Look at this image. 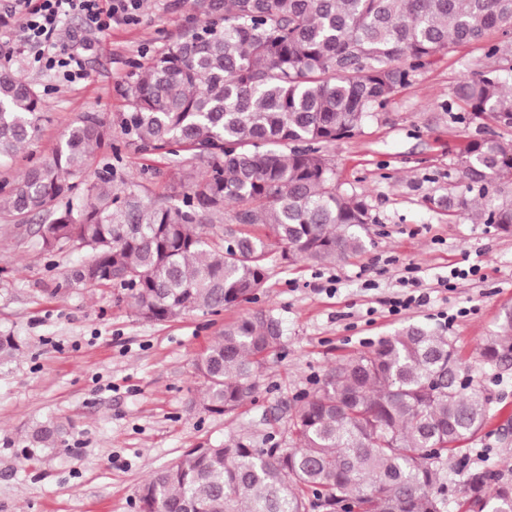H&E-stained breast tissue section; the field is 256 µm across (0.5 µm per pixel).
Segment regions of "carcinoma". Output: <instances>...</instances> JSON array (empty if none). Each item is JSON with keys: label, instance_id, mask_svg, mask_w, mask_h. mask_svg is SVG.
<instances>
[{"label": "carcinoma", "instance_id": "obj_1", "mask_svg": "<svg viewBox=\"0 0 512 512\" xmlns=\"http://www.w3.org/2000/svg\"><path fill=\"white\" fill-rule=\"evenodd\" d=\"M200 23L155 55L131 91L120 127L138 149L183 157L188 193L178 204L145 199L96 175L94 153L112 126L84 115L52 156L0 184V213L48 218V251L85 250L75 279L130 292L141 318L164 322L219 314L254 300L273 261L341 262L365 249L364 201L336 186L323 150L358 132L373 110L452 43L512 30V0H194ZM455 97L475 119L512 129V68L462 80ZM45 100L0 68V162L37 139ZM206 165L202 173L196 163ZM465 195L448 207L512 234V140L493 133L459 158ZM234 207L240 229L213 239L204 225ZM268 230L260 235L258 227ZM281 323L258 309L233 323L196 363L202 405L226 414L256 388L255 368L280 345ZM21 351L0 334V362ZM482 363H512V307L480 347ZM489 398L473 384L448 338L405 327L328 370L288 416V447L234 438L189 448L141 487V512H512V478L472 466L462 443L485 426ZM67 429L48 420L26 447L53 450Z\"/></svg>", "mask_w": 512, "mask_h": 512}]
</instances>
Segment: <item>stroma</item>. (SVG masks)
<instances>
[{
  "instance_id": "35a3bbf8",
  "label": "stroma",
  "mask_w": 512,
  "mask_h": 512,
  "mask_svg": "<svg viewBox=\"0 0 512 512\" xmlns=\"http://www.w3.org/2000/svg\"><path fill=\"white\" fill-rule=\"evenodd\" d=\"M8 18L0 26V66L34 84L47 107L39 139L0 166V181H14L51 154L83 113L97 112L112 124L114 146L97 152L92 170L111 171L117 187L137 181L155 202L180 201L179 158L138 151L119 124L139 66L196 22L193 0H143L138 23L103 33L88 31L79 15L64 18L56 46L78 54L85 73L72 82L33 66L15 39L17 18ZM492 45L500 48L493 57ZM500 66H512V41L491 30L416 71L327 152L342 191L368 208L365 250L343 263L273 264L254 302L218 315L143 320L127 290L76 281L82 252L69 244L45 250L39 218H0V331L22 346L0 368V512H138L141 486L186 449L235 437L263 448L281 441L298 394L411 324L449 337L492 400L485 428L466 443L471 462L494 470L512 463V365L491 370L479 356L502 309L512 307V234L445 204L463 191L462 150L488 128L464 117L454 89ZM474 265L478 276L448 288L449 268ZM411 266L427 303L390 315ZM256 309L280 319L282 345L235 412H207L196 362L226 323ZM48 419L66 424L65 443L30 455L22 437Z\"/></svg>"
}]
</instances>
